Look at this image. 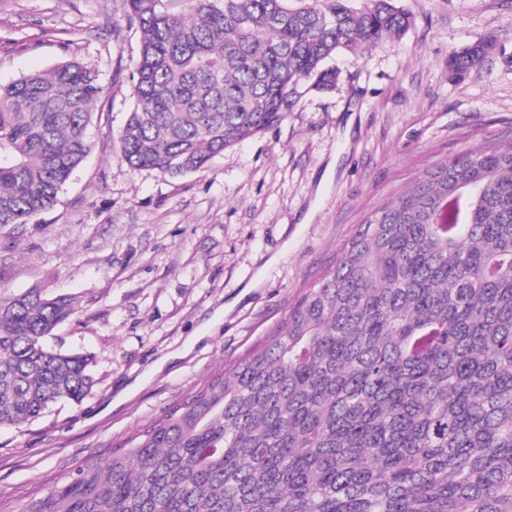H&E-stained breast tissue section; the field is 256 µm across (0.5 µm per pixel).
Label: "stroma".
<instances>
[{
	"label": "stroma",
	"mask_w": 512,
	"mask_h": 512,
	"mask_svg": "<svg viewBox=\"0 0 512 512\" xmlns=\"http://www.w3.org/2000/svg\"><path fill=\"white\" fill-rule=\"evenodd\" d=\"M401 36L339 54L322 91L296 88L281 121L170 178L130 169L139 33L127 0H0V83L66 61L94 70L90 154L38 223L0 228V288L72 298L47 346L92 359L94 386L0 427V512L108 457L231 367L288 316L358 224L441 160L512 143V0H397ZM496 50L464 77L448 57ZM496 45L495 36H485L469 44L461 51H454L448 57V69L455 75H462L488 57Z\"/></svg>",
	"instance_id": "stroma-1"
}]
</instances>
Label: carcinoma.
Listing matches in <instances>:
<instances>
[{"instance_id":"1","label":"carcinoma","mask_w":512,"mask_h":512,"mask_svg":"<svg viewBox=\"0 0 512 512\" xmlns=\"http://www.w3.org/2000/svg\"><path fill=\"white\" fill-rule=\"evenodd\" d=\"M127 2L120 155L170 177L277 124L300 82L332 88L333 56L411 26L395 0ZM101 92L75 61L0 83V226L56 205ZM74 312L0 289V426L91 392L90 358L45 344ZM123 447L16 512H512V144L442 160L371 213L262 347Z\"/></svg>"}]
</instances>
